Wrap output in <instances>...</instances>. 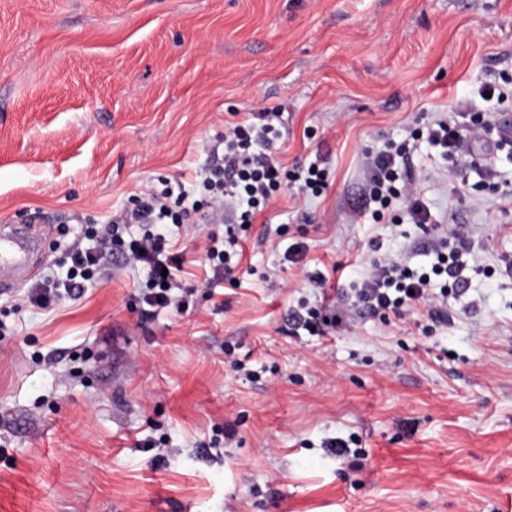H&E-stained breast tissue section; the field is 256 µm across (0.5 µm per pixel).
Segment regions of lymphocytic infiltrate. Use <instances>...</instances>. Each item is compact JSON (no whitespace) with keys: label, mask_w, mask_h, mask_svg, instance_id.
<instances>
[{"label":"lymphocytic infiltrate","mask_w":512,"mask_h":512,"mask_svg":"<svg viewBox=\"0 0 512 512\" xmlns=\"http://www.w3.org/2000/svg\"><path fill=\"white\" fill-rule=\"evenodd\" d=\"M491 118L475 114L460 122L454 117H438L425 128V138L439 147L444 156L454 155L467 141L481 139ZM278 113L255 112L246 119L224 126V135L211 151L206 176L201 182L200 199L186 192L149 189L132 209L116 219L87 225V247H73L64 278L46 276L25 292L26 303L45 310L64 300H76L89 286L112 274V259L121 255L126 265L145 269L140 284V304L149 313L163 310L183 312L192 291L180 288L177 279L187 262L186 249L177 247L170 226H182L192 213L206 210L205 221L212 227L206 262L214 276L233 271L239 231L248 229L271 200L289 186L305 196L317 197L328 188L329 173L318 162L295 168L285 167L278 158L281 130ZM409 143H390L365 156V182L359 212L363 220L381 223L386 213L402 210L410 223L426 227L435 221L451 224L453 216L435 218L421 195L409 166ZM140 225V234L127 232L128 225ZM223 234H216V225ZM471 250L468 232L453 228L449 237L439 238L436 260L430 266L411 267L406 256L387 254L374 261L368 274L350 294H331L323 272L308 274L309 283L318 286L316 300H300L292 313L293 328L310 336H324L346 326L355 316L366 313L383 322L400 317L405 306L426 308L431 321L448 319L446 300L451 291L462 288L464 254Z\"/></svg>","instance_id":"lymphocytic-infiltrate-1"}]
</instances>
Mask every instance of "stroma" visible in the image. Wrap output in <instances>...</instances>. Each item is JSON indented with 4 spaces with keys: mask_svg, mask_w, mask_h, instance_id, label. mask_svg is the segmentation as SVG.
Listing matches in <instances>:
<instances>
[{
    "mask_svg": "<svg viewBox=\"0 0 512 512\" xmlns=\"http://www.w3.org/2000/svg\"><path fill=\"white\" fill-rule=\"evenodd\" d=\"M512 0H0V222L52 236L0 289V512H501L512 500V144L413 147L432 214L470 231L450 321L419 306L290 336L308 271L362 280L383 251L429 265L405 221L360 224L367 152L452 108L512 122ZM281 112L285 165L330 186L276 198L245 234L239 286L205 287L179 229L186 313L139 311L141 272L35 311L21 296L85 225L182 181L234 115ZM492 164L493 184L481 168ZM277 225L281 234L269 233ZM308 245L302 263L283 246ZM231 422L234 440L212 445ZM162 440L156 460L141 440ZM348 444L349 454L330 449Z\"/></svg>",
    "mask_w": 512,
    "mask_h": 512,
    "instance_id": "stroma-1",
    "label": "stroma"
}]
</instances>
